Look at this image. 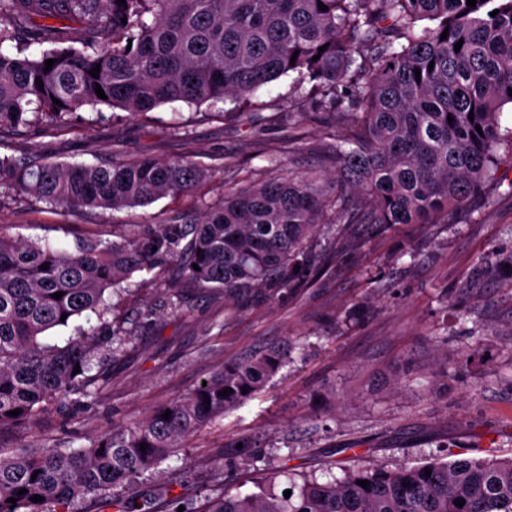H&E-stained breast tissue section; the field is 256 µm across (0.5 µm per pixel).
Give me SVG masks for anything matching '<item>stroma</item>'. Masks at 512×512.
<instances>
[{"label":"stroma","mask_w":512,"mask_h":512,"mask_svg":"<svg viewBox=\"0 0 512 512\" xmlns=\"http://www.w3.org/2000/svg\"><path fill=\"white\" fill-rule=\"evenodd\" d=\"M248 109L224 100L162 105L131 115L89 108L54 132L23 129L0 153L35 149L51 161L95 164L186 157L209 170L207 182L121 211H71L17 193L0 195V222L12 236L70 251L77 238L111 239L125 225L195 219L225 192L288 175L332 176L331 147L349 124L334 119L310 89L283 77L261 86ZM303 119L289 124L288 115ZM183 134H174L173 122ZM500 126L499 164L484 194L428 224H323L314 238L318 268L272 294L231 299L185 283L168 264L105 293L108 312L91 319L132 327L122 352L100 339L107 382L98 397L51 404L34 422L0 433V455L28 447L65 451L141 421L184 397L224 361L276 346L287 364L255 398L188 437L140 485L164 486L204 503L218 486L247 494L274 477L277 489L313 476L343 477L358 467L414 466L431 459L512 457V110ZM182 309L147 320L158 289ZM448 387L430 384L439 362ZM247 441L250 452H235Z\"/></svg>","instance_id":"1"}]
</instances>
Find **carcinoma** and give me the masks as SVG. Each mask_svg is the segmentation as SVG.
<instances>
[{"label":"carcinoma","instance_id":"obj_1","mask_svg":"<svg viewBox=\"0 0 512 512\" xmlns=\"http://www.w3.org/2000/svg\"><path fill=\"white\" fill-rule=\"evenodd\" d=\"M125 2L0 0V140L22 127L65 128L88 106L139 114L177 101L243 102L293 75L298 87L322 88L321 106L348 112L349 136L333 148L336 193L316 178L288 176L229 191L192 224L174 217L119 241L86 236L73 252L17 239L0 224V429L32 422L51 403L97 396L95 335L79 330L59 346L46 333L88 312L103 315L106 291L133 275L174 263L198 288L271 293L312 269L318 225L342 214L351 224H428L481 195L492 177L500 115L512 106V0L474 7L467 0ZM47 59L54 63L46 72ZM207 174L187 158L115 156L87 165L25 150L0 155V194L114 211L184 196ZM180 303L163 292L147 316ZM287 362L278 348L226 361L206 385L87 447L0 456V512H73L87 497L109 501L115 512H158L160 504L163 512H512V458L375 465L327 482L306 477L287 498L270 478L244 496L220 489L198 509L166 487L140 496L147 472L259 394ZM227 387L232 392L220 395ZM35 495L44 500L32 502Z\"/></svg>","mask_w":512,"mask_h":512}]
</instances>
